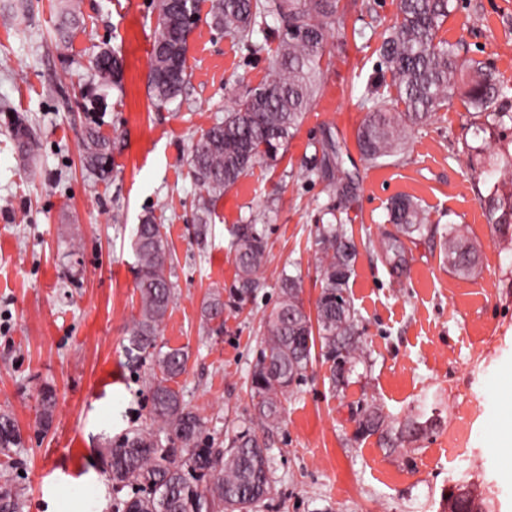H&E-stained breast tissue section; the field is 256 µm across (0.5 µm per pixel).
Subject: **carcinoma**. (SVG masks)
Returning a JSON list of instances; mask_svg holds the SVG:
<instances>
[{"label":"carcinoma","mask_w":512,"mask_h":512,"mask_svg":"<svg viewBox=\"0 0 512 512\" xmlns=\"http://www.w3.org/2000/svg\"><path fill=\"white\" fill-rule=\"evenodd\" d=\"M452 0H399L395 22L382 34L378 48L381 63L391 75L395 97L388 100L368 86L363 104L367 113L356 132L363 160L381 165L396 156L436 111L456 96L474 121L470 123L478 145L465 143L475 174L491 177L512 172V141H491V131L512 125V87L481 60L463 53L461 42L438 38L448 18ZM156 35L148 74L151 98L159 105L182 95L188 81V38L198 19L199 0H155ZM79 6L65 0L57 29L61 43L78 22ZM212 24L247 46L253 53L265 50L254 34L269 28L267 18L280 23L278 46L270 71L250 90L242 107L224 113L193 139L188 165L204 193L194 203V235L206 239L212 208L224 191L232 188L262 159L276 163L288 142L298 133L319 92L321 60L329 37L340 21L339 0H211ZM96 88L105 91L121 85L123 59L102 47L91 59ZM11 133L20 155L29 158L33 140L25 117L15 115ZM84 164L97 180L106 182L114 171L109 139L92 127L83 137ZM322 158L304 166L306 181L324 173L341 172L335 141L321 146ZM489 223L496 230L512 228V180L497 179L480 197ZM332 219L317 229L313 245L319 254L321 291L315 312L305 308L295 276L283 274L278 297L261 319L262 339L249 372L252 408L229 423L224 447L206 433L204 419L190 409L182 393L170 382L186 372L188 354L182 348L158 347L161 326L173 303L170 277L174 266L165 225L149 213L136 225L132 248L136 256L135 288L140 296L138 315L127 328V351L149 358L156 366L150 376L152 403L148 422L112 442L105 449L106 474L112 489L130 492L117 499L114 512H253L274 494L276 477L269 446L261 432L274 427L281 417L282 398L307 380L312 351L330 363L329 384L340 393L349 385L357 364L365 359L358 318L347 288L357 255L336 208H327ZM388 222L396 231L382 235L380 249L390 269L399 273L409 260L405 240L424 234H441L442 263L454 276L468 278L479 268L478 250L458 226L439 229L427 223L417 199L402 195L387 206ZM269 225L255 217L231 229L229 251L235 278L228 289H212L202 302L207 324L224 328V312H241L265 287L260 273L267 263ZM56 395L43 389L39 401L40 423L49 425ZM389 416L376 404H361L356 411L354 439L379 435L390 445ZM436 423L406 419L396 438L414 443ZM21 435L14 417L0 413V454L9 458L19 447ZM20 495L7 483L0 485V512H22ZM448 512H490L485 498L467 486L448 493Z\"/></svg>","instance_id":"1"}]
</instances>
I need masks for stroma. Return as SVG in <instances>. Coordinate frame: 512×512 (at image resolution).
<instances>
[{
  "label": "stroma",
  "instance_id": "1",
  "mask_svg": "<svg viewBox=\"0 0 512 512\" xmlns=\"http://www.w3.org/2000/svg\"><path fill=\"white\" fill-rule=\"evenodd\" d=\"M0 0V412L16 419L21 445L0 456V481L23 492V512H112L104 472L111 441L144 423L151 407V360L125 352L126 329L140 306L132 231L148 211L161 216L175 254L174 302L162 326L165 346L185 349L177 379L185 402L223 439L224 426L251 406L247 374L260 341V318L287 272L301 280L306 308L319 294L312 246L332 206L357 248L348 296L357 311L367 363L358 364L345 397L329 386L328 365L284 401L269 436L273 498L256 512H448V492L469 484L492 493V512H512V477L495 446V413L512 377V248H504L473 187L462 141L470 122L452 100L409 142L405 154L370 166L355 143L367 84L381 78L376 52L399 0H340L343 26L325 47L323 85L276 167L255 165L216 202L211 233H193L190 142L245 99L268 73L276 38L260 54L214 28L201 0L189 36L191 76L180 102L153 104L147 87L156 28L152 0H80V24L58 49L62 0H27L14 12ZM463 42L512 84V0H454L438 33ZM124 60L121 87L103 102L81 94L91 79L93 46ZM27 118L37 142L30 160L14 147L7 113ZM117 142L110 181L81 160L86 127ZM333 137L343 149L352 190L330 179L298 180L315 147ZM418 198L430 223L455 224L480 250L474 276L442 266L439 238L410 242V269L396 277L379 241L386 206ZM266 212L270 226L266 286L242 313L225 312L209 330L201 303L230 286L235 267L229 230ZM56 391L50 426L38 420V395ZM377 402L391 418L436 415L440 426L416 443L381 447L355 441L352 409ZM468 433L460 460L452 443Z\"/></svg>",
  "mask_w": 512,
  "mask_h": 512
}]
</instances>
